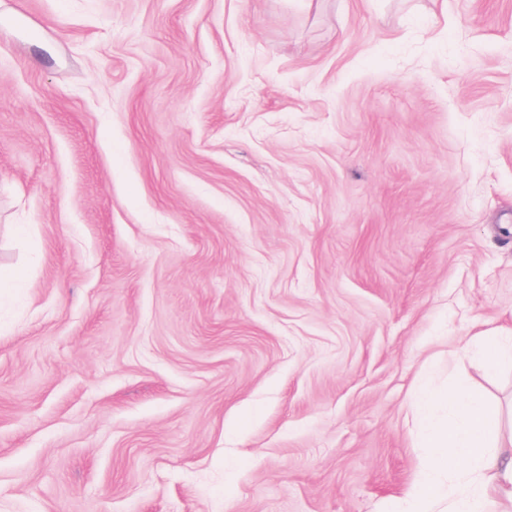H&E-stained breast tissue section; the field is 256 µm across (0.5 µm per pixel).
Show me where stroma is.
<instances>
[{
	"label": "stroma",
	"mask_w": 512,
	"mask_h": 512,
	"mask_svg": "<svg viewBox=\"0 0 512 512\" xmlns=\"http://www.w3.org/2000/svg\"><path fill=\"white\" fill-rule=\"evenodd\" d=\"M0 267V512H390L512 406V0H0ZM479 353L484 366L488 370H495L501 360L503 349L498 344L495 336H480Z\"/></svg>",
	"instance_id": "1"
}]
</instances>
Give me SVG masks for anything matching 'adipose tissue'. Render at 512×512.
<instances>
[{
	"label": "adipose tissue",
	"mask_w": 512,
	"mask_h": 512,
	"mask_svg": "<svg viewBox=\"0 0 512 512\" xmlns=\"http://www.w3.org/2000/svg\"><path fill=\"white\" fill-rule=\"evenodd\" d=\"M418 406L426 453L406 512H486L492 498L512 501V435L488 403L460 382L423 390Z\"/></svg>",
	"instance_id": "1"
}]
</instances>
